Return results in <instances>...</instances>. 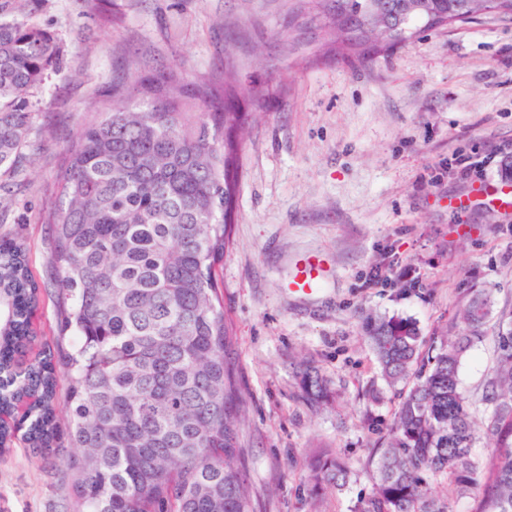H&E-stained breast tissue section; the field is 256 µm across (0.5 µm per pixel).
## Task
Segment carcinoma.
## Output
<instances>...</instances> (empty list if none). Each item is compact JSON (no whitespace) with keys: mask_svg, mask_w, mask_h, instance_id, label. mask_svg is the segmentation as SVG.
Returning a JSON list of instances; mask_svg holds the SVG:
<instances>
[{"mask_svg":"<svg viewBox=\"0 0 512 512\" xmlns=\"http://www.w3.org/2000/svg\"><path fill=\"white\" fill-rule=\"evenodd\" d=\"M341 46L372 44L377 26H342L369 0H331ZM407 26L487 11L488 0H419ZM39 0H0V177L15 173L32 118L31 97L60 64L61 47L30 20ZM112 108L64 151L60 203L49 214L50 263L68 301L62 329L72 350L48 345L27 362L41 285L22 238L0 234V449L21 436L42 453L56 444L66 411L77 512H252L235 464L242 395L231 365L233 330L224 317L218 269L230 247L239 178V140L261 100L224 73L212 107L206 84L189 88L171 68L134 84L112 83ZM485 296L460 311L470 333L448 336L421 363L416 323H368L387 385H407L376 462L372 492L356 512H451L449 502L480 494L481 512H512V325L499 330V358L477 424L458 383L461 360L490 314ZM66 373L68 399L57 388ZM312 404L330 397L314 367L299 376ZM482 439L491 453H473ZM314 481L343 487L348 468L330 453ZM488 473L478 486L475 475ZM446 481L444 497L427 478Z\"/></svg>","mask_w":512,"mask_h":512,"instance_id":"obj_1","label":"carcinoma"}]
</instances>
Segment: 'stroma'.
<instances>
[{
    "instance_id": "obj_1",
    "label": "stroma",
    "mask_w": 512,
    "mask_h": 512,
    "mask_svg": "<svg viewBox=\"0 0 512 512\" xmlns=\"http://www.w3.org/2000/svg\"><path fill=\"white\" fill-rule=\"evenodd\" d=\"M36 21L63 62L32 99L27 145L0 195V233L20 232L29 266L55 283L45 220L59 203L64 147L108 104L113 81L176 68L188 84L232 71L261 93L240 151L234 243L221 265L244 401L237 464L254 512H355L368 497L400 393L382 380L368 318L414 321L425 346L463 334L471 298L491 313L459 372L476 420L500 324L512 322V213L470 201L512 160V15L416 22L380 52L332 50L315 0H42ZM484 161L461 175L463 158ZM328 264L312 294L289 284L306 253ZM317 367L338 396L318 407L297 372ZM350 469L315 487L322 452ZM65 454L15 444L0 456V512H72Z\"/></svg>"
}]
</instances>
